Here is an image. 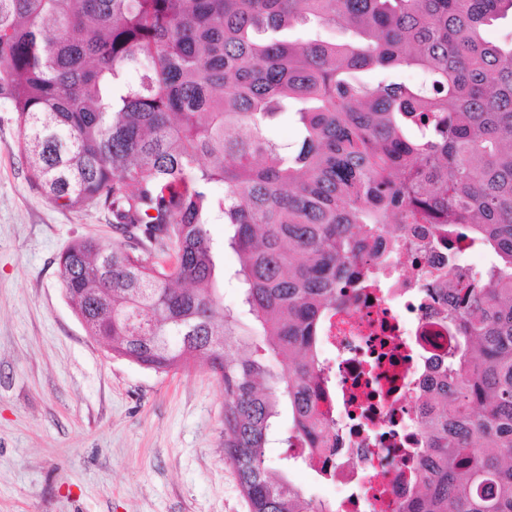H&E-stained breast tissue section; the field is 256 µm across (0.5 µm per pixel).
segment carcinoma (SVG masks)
I'll list each match as a JSON object with an SVG mask.
<instances>
[{
	"label": "carcinoma",
	"instance_id": "obj_1",
	"mask_svg": "<svg viewBox=\"0 0 512 512\" xmlns=\"http://www.w3.org/2000/svg\"><path fill=\"white\" fill-rule=\"evenodd\" d=\"M504 20L512 0H0V100L31 182L59 207L107 211L127 238L72 241L65 297L114 357L208 362L251 512H331L265 448L325 445L323 328L409 246L448 248L457 273H421L454 345L421 396L426 451L400 512H512V30L484 37ZM336 26L354 39L322 37ZM298 27L306 38L286 37ZM287 107L302 130L283 148L267 129ZM462 239L485 253L480 271ZM226 247L234 308L216 288Z\"/></svg>",
	"mask_w": 512,
	"mask_h": 512
}]
</instances>
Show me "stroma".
I'll return each instance as SVG.
<instances>
[{"instance_id":"stroma-1","label":"stroma","mask_w":512,"mask_h":512,"mask_svg":"<svg viewBox=\"0 0 512 512\" xmlns=\"http://www.w3.org/2000/svg\"><path fill=\"white\" fill-rule=\"evenodd\" d=\"M0 102V512H250L206 362L158 373L87 336L58 278L110 215L56 206L28 178Z\"/></svg>"}]
</instances>
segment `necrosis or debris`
<instances>
[{
  "mask_svg": "<svg viewBox=\"0 0 512 512\" xmlns=\"http://www.w3.org/2000/svg\"><path fill=\"white\" fill-rule=\"evenodd\" d=\"M442 259L439 251H404V275L350 293L326 326L321 409L343 429L334 447L297 442L292 451L334 469L335 512H398L411 493L413 460L425 446L414 394L448 361V331L419 299L414 273Z\"/></svg>",
  "mask_w": 512,
  "mask_h": 512,
  "instance_id": "obj_1",
  "label": "necrosis or debris"
}]
</instances>
